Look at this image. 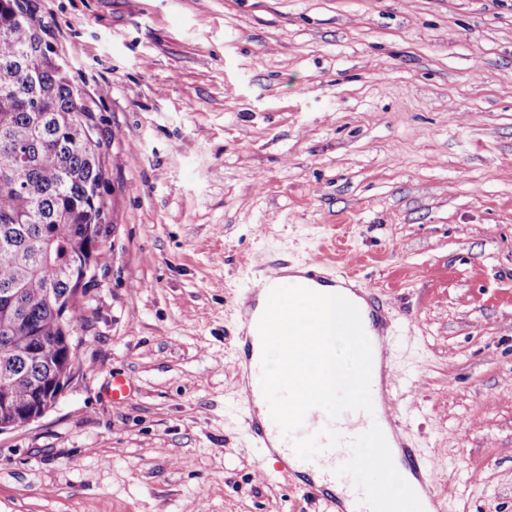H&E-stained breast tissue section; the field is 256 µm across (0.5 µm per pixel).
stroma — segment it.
<instances>
[{"label":"stroma","mask_w":512,"mask_h":512,"mask_svg":"<svg viewBox=\"0 0 512 512\" xmlns=\"http://www.w3.org/2000/svg\"><path fill=\"white\" fill-rule=\"evenodd\" d=\"M24 6L108 218L82 368L0 433V512H332L255 450L230 330L269 256L338 235L399 322L393 404L445 512H512V0ZM63 388L64 385L56 386L54 392L49 393L47 397L39 394L36 406L22 413L21 417L15 415L12 420H8L5 423L0 421V433L16 427L29 425L40 419L55 403Z\"/></svg>","instance_id":"1"}]
</instances>
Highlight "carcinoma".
Segmentation results:
<instances>
[{"label":"carcinoma","mask_w":512,"mask_h":512,"mask_svg":"<svg viewBox=\"0 0 512 512\" xmlns=\"http://www.w3.org/2000/svg\"><path fill=\"white\" fill-rule=\"evenodd\" d=\"M43 26L19 0H0V157L16 156L0 183V290L16 294L0 306V373L19 372L16 408L28 406L31 383L81 368L79 354L60 345L65 328L46 301L69 296L77 262L101 239L107 213L97 189L104 176L99 141H90L89 113L74 118V89L52 61ZM43 357H5L17 341Z\"/></svg>","instance_id":"carcinoma-1"}]
</instances>
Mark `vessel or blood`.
Wrapping results in <instances>:
<instances>
[{
    "instance_id": "vessel-or-blood-1",
    "label": "vessel or blood",
    "mask_w": 512,
    "mask_h": 512,
    "mask_svg": "<svg viewBox=\"0 0 512 512\" xmlns=\"http://www.w3.org/2000/svg\"><path fill=\"white\" fill-rule=\"evenodd\" d=\"M335 265L336 261L331 256L317 255L302 260L303 286L312 290L320 286L351 287L357 279L356 274L348 271L339 277L332 275ZM286 276L284 261L273 257L264 264L261 276L250 279L241 296L240 321L243 326H257L264 310L262 298L267 297L271 288L284 285ZM361 297L371 327L377 333V349L381 355L380 378L371 384L372 413L347 412L333 421L324 411L313 409L307 413L303 427L289 437L273 431L269 422L256 417L248 419L247 429L259 454L282 451L300 460L308 472L307 477L300 481L301 488L314 499L325 501L332 507L337 506L339 500L330 487L339 483L343 469L358 462L371 469H386L390 466L392 453L400 452L403 466L414 480L410 496L420 512H442L443 492L434 465L406 442L393 407L398 371L392 364V341L397 333V322L391 314V305L370 289L362 291ZM237 365L241 399L250 409L255 405L250 377L258 366L252 342H245ZM367 437L373 438L379 449L366 459H357L354 449L360 440ZM311 442L318 445V452H307L306 447ZM317 473L322 476L318 482L313 479ZM348 499L349 512H386L384 504L388 494L384 487L376 486L368 490H350Z\"/></svg>"
}]
</instances>
